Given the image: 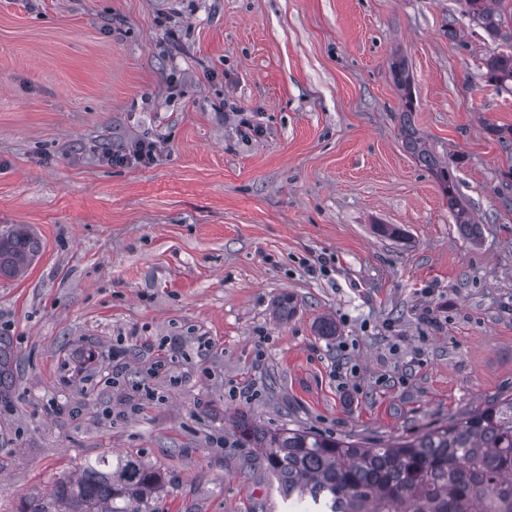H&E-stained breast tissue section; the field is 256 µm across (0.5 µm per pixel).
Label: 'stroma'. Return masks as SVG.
<instances>
[{"label": "stroma", "instance_id": "stroma-1", "mask_svg": "<svg viewBox=\"0 0 512 512\" xmlns=\"http://www.w3.org/2000/svg\"><path fill=\"white\" fill-rule=\"evenodd\" d=\"M511 48L461 0H0V228L41 245L0 278V512L101 456L160 472L147 512H291L225 420L376 443L512 394V95L482 79ZM395 55L478 241L403 146ZM162 150L157 141L138 139L130 144L112 151V164L147 165L153 163ZM13 353L7 339L0 336V400L11 392Z\"/></svg>", "mask_w": 512, "mask_h": 512}]
</instances>
